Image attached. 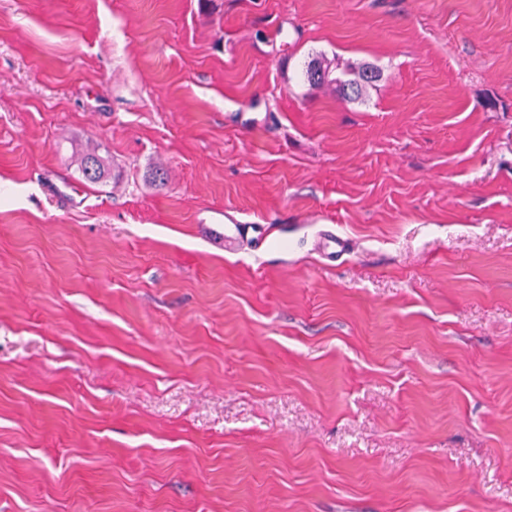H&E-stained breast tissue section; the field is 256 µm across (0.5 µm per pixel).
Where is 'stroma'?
<instances>
[{
	"instance_id": "obj_1",
	"label": "stroma",
	"mask_w": 512,
	"mask_h": 512,
	"mask_svg": "<svg viewBox=\"0 0 512 512\" xmlns=\"http://www.w3.org/2000/svg\"><path fill=\"white\" fill-rule=\"evenodd\" d=\"M0 512H512V0H0ZM331 73L330 62L320 56L308 62L304 75L310 87L334 86L337 93L351 100L360 99L367 87L381 75L377 68L364 65H349L341 71L340 76L334 78H330ZM78 169L83 178L91 182L103 181L107 176L105 159L99 152L83 154L79 160ZM208 224H213L211 234L213 239L224 251L233 250L244 239L247 224H239L222 213H216L210 218ZM319 251L327 263H335L349 252V239L333 231H325L320 237Z\"/></svg>"
}]
</instances>
